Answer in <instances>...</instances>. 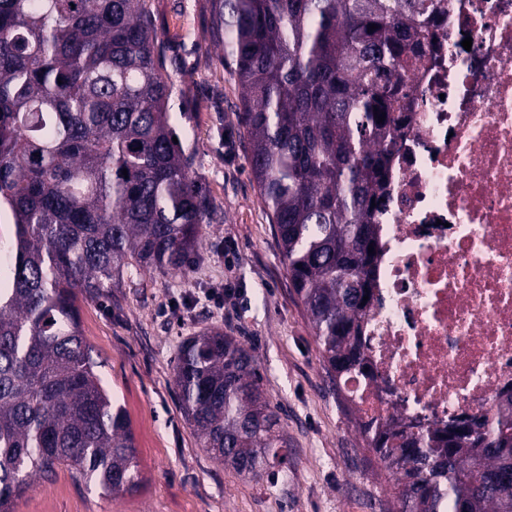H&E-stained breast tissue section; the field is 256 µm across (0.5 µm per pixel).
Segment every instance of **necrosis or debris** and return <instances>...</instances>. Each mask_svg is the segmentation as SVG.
I'll use <instances>...</instances> for the list:
<instances>
[{"label": "necrosis or debris", "instance_id": "necrosis-or-debris-1", "mask_svg": "<svg viewBox=\"0 0 512 512\" xmlns=\"http://www.w3.org/2000/svg\"><path fill=\"white\" fill-rule=\"evenodd\" d=\"M431 31L377 216L373 376L344 387L444 428L512 388V0H445Z\"/></svg>", "mask_w": 512, "mask_h": 512}]
</instances>
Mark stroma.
<instances>
[{
	"mask_svg": "<svg viewBox=\"0 0 512 512\" xmlns=\"http://www.w3.org/2000/svg\"><path fill=\"white\" fill-rule=\"evenodd\" d=\"M171 83L168 108L209 214L185 272H141L100 298H81L83 336L128 412L144 479L111 496L68 471L34 479L16 512H388L393 480L357 429L356 407L324 370L314 331L248 163L234 71L213 37L211 0H149ZM232 288L216 310L206 295ZM193 298L170 308L171 299ZM218 326L257 359L277 406L288 463L251 479L199 448L179 409L173 361L181 342Z\"/></svg>",
	"mask_w": 512,
	"mask_h": 512,
	"instance_id": "35a3bbf8",
	"label": "stroma"
}]
</instances>
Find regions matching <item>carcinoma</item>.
<instances>
[{
    "label": "carcinoma",
    "instance_id": "obj_1",
    "mask_svg": "<svg viewBox=\"0 0 512 512\" xmlns=\"http://www.w3.org/2000/svg\"><path fill=\"white\" fill-rule=\"evenodd\" d=\"M212 2L294 297L328 376L365 374L395 111L441 0ZM169 89L148 0H0V512L62 468L104 493L141 487L131 421L101 383L77 300L133 270L181 272L200 244L206 205L173 141ZM173 374L211 459L278 474L288 441L250 351L205 327ZM358 427L395 478L394 512H512V404L446 429L393 414Z\"/></svg>",
    "mask_w": 512,
    "mask_h": 512
}]
</instances>
